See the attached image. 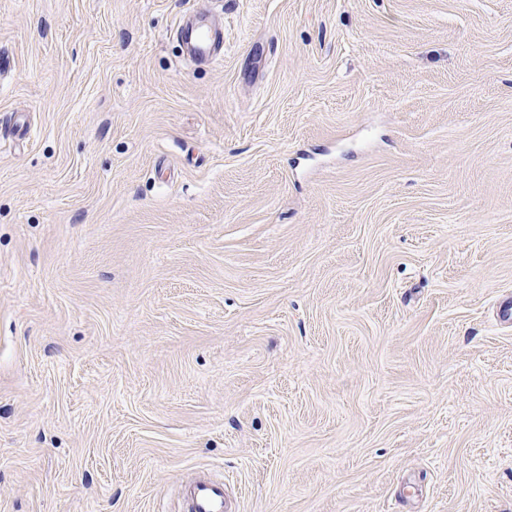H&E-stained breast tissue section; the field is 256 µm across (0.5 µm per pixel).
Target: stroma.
<instances>
[{
	"mask_svg": "<svg viewBox=\"0 0 512 512\" xmlns=\"http://www.w3.org/2000/svg\"><path fill=\"white\" fill-rule=\"evenodd\" d=\"M506 301L512 0H0V512H512ZM181 40L199 56L211 54V39L209 34L201 29L185 26L183 20L177 26ZM187 512H236L232 500L224 493V481L203 476L185 494Z\"/></svg>",
	"mask_w": 512,
	"mask_h": 512,
	"instance_id": "1",
	"label": "stroma"
}]
</instances>
